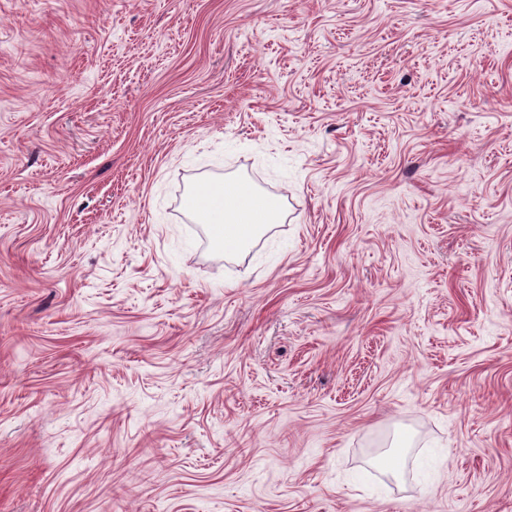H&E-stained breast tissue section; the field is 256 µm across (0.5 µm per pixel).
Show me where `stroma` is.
<instances>
[{
	"mask_svg": "<svg viewBox=\"0 0 512 512\" xmlns=\"http://www.w3.org/2000/svg\"><path fill=\"white\" fill-rule=\"evenodd\" d=\"M0 512H512V0H0ZM185 208L199 223L214 224L213 242L234 255L244 252L265 226L276 223L280 212L275 199L244 183L201 186L187 196Z\"/></svg>",
	"mask_w": 512,
	"mask_h": 512,
	"instance_id": "1",
	"label": "stroma"
}]
</instances>
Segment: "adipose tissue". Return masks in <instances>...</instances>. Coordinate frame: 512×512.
Here are the masks:
<instances>
[{
    "mask_svg": "<svg viewBox=\"0 0 512 512\" xmlns=\"http://www.w3.org/2000/svg\"><path fill=\"white\" fill-rule=\"evenodd\" d=\"M185 207L200 223L215 226L214 243L234 255L244 252L265 226L276 223L280 212L275 199L242 183L199 187L187 196Z\"/></svg>",
    "mask_w": 512,
    "mask_h": 512,
    "instance_id": "1",
    "label": "adipose tissue"
}]
</instances>
